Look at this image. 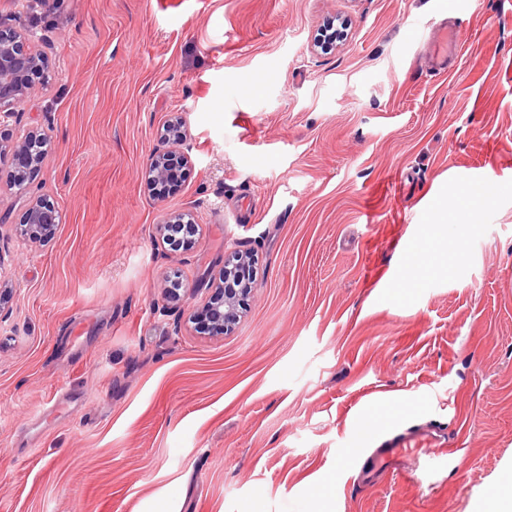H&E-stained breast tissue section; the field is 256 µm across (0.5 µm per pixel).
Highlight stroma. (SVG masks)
I'll return each mask as SVG.
<instances>
[{"label":"stroma","mask_w":512,"mask_h":512,"mask_svg":"<svg viewBox=\"0 0 512 512\" xmlns=\"http://www.w3.org/2000/svg\"><path fill=\"white\" fill-rule=\"evenodd\" d=\"M2 17L48 68L0 139L46 134L26 192L62 222L24 244L27 207L0 187V512H480L506 488L512 0H0ZM413 21L460 35L447 72ZM175 116L191 166L155 195ZM446 201L458 223H434ZM181 211L199 231L175 254L155 227ZM235 249L255 283L233 331L201 334ZM422 430L454 456L361 487L362 449Z\"/></svg>","instance_id":"35a3bbf8"}]
</instances>
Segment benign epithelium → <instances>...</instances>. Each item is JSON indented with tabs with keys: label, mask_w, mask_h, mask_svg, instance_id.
<instances>
[{
	"label": "benign epithelium",
	"mask_w": 512,
	"mask_h": 512,
	"mask_svg": "<svg viewBox=\"0 0 512 512\" xmlns=\"http://www.w3.org/2000/svg\"><path fill=\"white\" fill-rule=\"evenodd\" d=\"M44 73V56L25 48L23 38L17 33L4 30L0 22V124L15 116L17 107L27 97L36 81ZM168 150L154 155L145 173V186L156 194L162 190L174 168H184L190 163V157L180 151L185 134L180 119L172 120L165 127ZM45 141V134L37 129L29 130L12 145L13 153L29 157L30 165L38 167L40 153ZM29 170L13 168L7 173L0 172V181L17 189L18 193L26 190ZM61 222V213L50 201L41 198L33 199L27 209L26 220L17 225L15 235L26 242L39 243L54 233L55 227ZM176 224L188 225L192 237L186 239L184 245H174V250H187L195 245L193 235L198 225L185 214H176L167 223L157 226L162 240L170 241L169 230ZM252 258L244 253L234 252L224 259L222 278L214 285V291L200 311L199 329L209 334H224L236 323L239 316V302L246 292L244 288L233 287L239 281L242 268H247Z\"/></svg>",
	"instance_id": "obj_1"
}]
</instances>
